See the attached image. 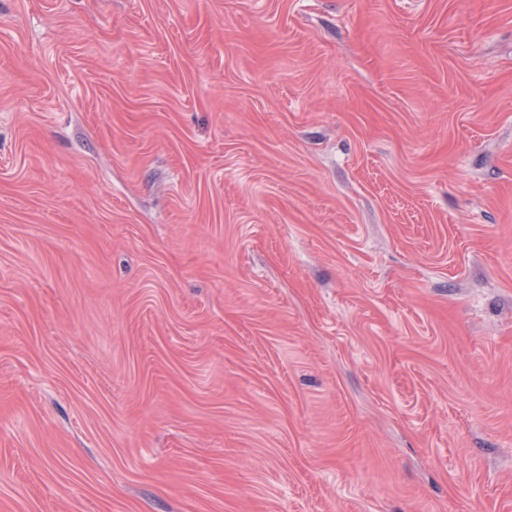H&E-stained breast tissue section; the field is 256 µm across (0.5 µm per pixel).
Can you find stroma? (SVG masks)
<instances>
[{
  "label": "stroma",
  "instance_id": "obj_1",
  "mask_svg": "<svg viewBox=\"0 0 512 512\" xmlns=\"http://www.w3.org/2000/svg\"><path fill=\"white\" fill-rule=\"evenodd\" d=\"M0 512H512V0H0Z\"/></svg>",
  "mask_w": 512,
  "mask_h": 512
}]
</instances>
